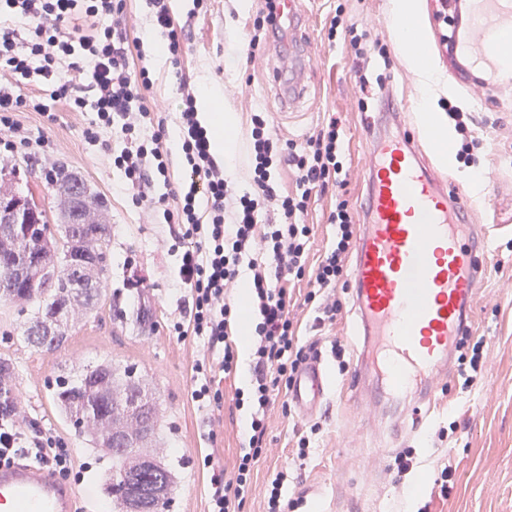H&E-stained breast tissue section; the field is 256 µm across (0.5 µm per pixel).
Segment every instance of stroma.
<instances>
[{"mask_svg": "<svg viewBox=\"0 0 512 512\" xmlns=\"http://www.w3.org/2000/svg\"><path fill=\"white\" fill-rule=\"evenodd\" d=\"M415 7L428 37L426 59L439 75L430 96L432 111L448 130L450 151L448 159H440L422 138L420 154L439 173L450 197L471 184L480 186L468 221L486 227L489 272L474 303L472 336L484 338L488 346L487 367L469 387L458 374L448 379L434 376L437 400L426 422L425 441L391 437L386 427L399 410L376 393L375 379H368L359 396L347 383L348 368L371 353L351 291H337L341 308L336 320L320 328L315 303L305 300L307 281L294 283L299 335L317 341L329 375V394L306 416L288 390L280 391L267 412L268 454L254 468L243 512H265L268 485L278 475L285 498L299 502L296 512H512V79L489 83L484 91L475 88L440 50L434 0H415ZM171 8L185 33L186 49L176 66L156 57L161 37L151 26L149 0H127L128 33L142 41L152 73L148 99L178 112L182 75L200 89L221 88L222 111L236 116L225 132L237 146L228 173L242 191L251 188L253 107L268 112L275 131L300 145L328 115L340 116L348 167L343 191L357 224H366L368 173L377 139L388 131L408 132L420 118L421 81L390 21V0H293L298 24L288 35L287 55L271 49L256 59L249 56L255 0H210L207 13L198 16L192 13L193 0H171ZM337 15L344 28L332 41L327 31ZM361 33L379 41L387 52L386 59L369 64L368 77L383 76L384 87L365 106L354 87L356 59L350 48L352 36ZM282 66L288 69L289 84L299 88L286 105L273 79L274 70ZM443 98L455 101L470 118L472 163L454 156L461 136L439 105ZM20 119L43 139L44 154L0 157V168H7L17 189L32 194L46 209L53 204V191L45 160L65 164L81 176L91 192L108 202L102 217L112 226V265L96 309L73 321L58 349L24 342L26 315L12 305H0V355L15 366L19 422L51 429L73 449L76 469L70 483L76 512H110L112 501L102 489L109 454L103 448L89 449L83 434L59 416L48 385L60 373L78 376L104 358L134 367L145 375L160 413L152 447L175 464L169 512H207L212 471L204 467V458L212 457L230 479L248 445L250 411L236 406L235 394L250 386L243 370L251 366L252 356L238 352L232 371L217 372L215 385L223 394L219 408L197 407L190 393L193 367L203 347L195 336H179L172 329L186 297L177 284L178 261L168 224L148 222L130 191L123 189L120 174L112 168L115 138L108 134L96 142L86 139L84 131L95 122V112H71L60 105L54 119L34 112ZM333 204L331 191L314 189L305 217L312 230L310 264H317L331 245L334 228L327 217ZM133 274L142 277V290L129 287ZM141 308L147 320L143 327L135 321ZM337 341L345 348L343 371L332 350ZM315 424L320 427L316 433L311 430ZM303 435L309 449L300 459L295 448ZM407 448L414 449L416 460L410 472L401 474L394 458ZM447 466L453 475L444 496L438 479Z\"/></svg>", "mask_w": 512, "mask_h": 512, "instance_id": "1", "label": "stroma"}]
</instances>
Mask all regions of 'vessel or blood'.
Instances as JSON below:
<instances>
[{
    "label": "vessel or blood",
    "instance_id": "obj_1",
    "mask_svg": "<svg viewBox=\"0 0 512 512\" xmlns=\"http://www.w3.org/2000/svg\"><path fill=\"white\" fill-rule=\"evenodd\" d=\"M464 67L505 72L512 41V0H469V23L458 33ZM370 222L360 236L351 281L364 334L379 349L383 384L410 407L393 431L419 433L428 380L450 368L467 329L468 312L488 273L486 239L465 221L415 147L414 134L386 138L369 179ZM329 380L321 359L298 371L290 398L303 413L317 410ZM74 492L33 463L0 465V508L10 512H73Z\"/></svg>",
    "mask_w": 512,
    "mask_h": 512
}]
</instances>
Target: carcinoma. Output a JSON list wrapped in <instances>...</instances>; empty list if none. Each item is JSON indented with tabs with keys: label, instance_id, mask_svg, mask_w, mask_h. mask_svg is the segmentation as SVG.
<instances>
[{
	"label": "carcinoma",
	"instance_id": "1",
	"mask_svg": "<svg viewBox=\"0 0 512 512\" xmlns=\"http://www.w3.org/2000/svg\"><path fill=\"white\" fill-rule=\"evenodd\" d=\"M49 184L60 200L66 222L61 225L60 238H55L46 211L30 204L33 216L29 222L40 225L34 249L52 262L61 263L68 255L81 257L95 266L96 275H104L111 264L112 227L94 221L71 228L104 208L103 199L88 191L83 179L62 164L55 166ZM20 291L29 297V322L44 327L41 335H27L25 340L51 349L65 341L75 309L94 310L102 296V280L92 288H45L36 271L19 264L0 276V303L10 302L12 293ZM13 376L12 361L0 356V413L5 416L15 413ZM52 399L69 422L86 416L94 419V428L86 434L90 448L111 449L112 466L103 476V490L112 498V512H166L175 474L169 464L144 452L155 438L159 414L152 393L136 378L133 367H125L119 375L112 361L102 360L75 379L61 376L53 385ZM122 418L138 422L136 435L128 437L116 431Z\"/></svg>",
	"mask_w": 512,
	"mask_h": 512
}]
</instances>
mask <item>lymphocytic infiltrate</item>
Instances as JSON below:
<instances>
[{
    "instance_id": "lymphocytic-infiltrate-1",
    "label": "lymphocytic infiltrate",
    "mask_w": 512,
    "mask_h": 512,
    "mask_svg": "<svg viewBox=\"0 0 512 512\" xmlns=\"http://www.w3.org/2000/svg\"><path fill=\"white\" fill-rule=\"evenodd\" d=\"M19 29L0 28V148L10 154L33 145L30 132L17 120L20 112H51L58 103L70 111L97 115L91 139L115 133L119 146L112 166L143 206L148 219L170 224L178 257V284L191 303L188 323H174L175 333L191 325L209 354L195 366L191 396L201 407H217L223 398L214 387L216 370H230L235 359L229 329L238 312L227 293L241 270L251 273V303L258 322L251 340L252 408L248 450L233 479L212 474L208 512H241L251 492V472L263 454L265 412L276 392L291 387L299 366L316 352L295 334L293 295L287 281L307 278L321 291L325 320H334V295L344 276L345 260L356 238L353 209L339 193L328 221L334 240L315 269H308L310 229L302 224L314 189L339 188L343 171L337 119L306 138L304 146L281 139L268 115L251 113L252 191L240 194L224 165L215 158L213 131L196 108L198 88L180 81L177 116L185 179L177 190L157 194L170 181V152L165 144L167 115L151 103L147 67L131 68L125 0H5ZM288 36V11L281 0H261L252 23L251 50L280 45ZM37 75L51 87L49 96L16 95L20 79ZM292 168L295 191L282 194L274 179L280 165ZM30 461L73 472V452L62 447L53 431L29 434L17 418L0 419V462Z\"/></svg>"
}]
</instances>
